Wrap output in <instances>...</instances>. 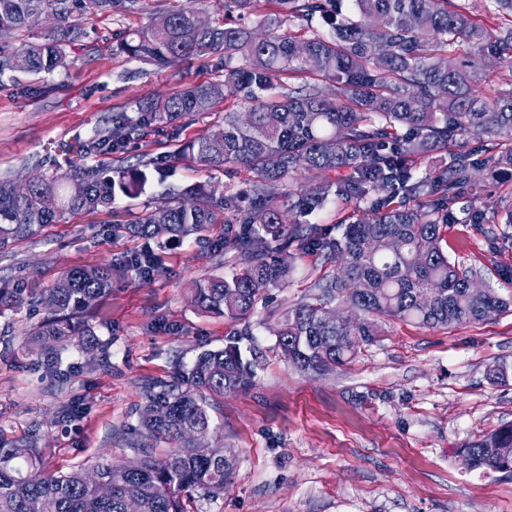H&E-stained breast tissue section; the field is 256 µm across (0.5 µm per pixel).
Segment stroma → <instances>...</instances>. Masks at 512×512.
<instances>
[{"instance_id":"35a3bbf8","label":"stroma","mask_w":512,"mask_h":512,"mask_svg":"<svg viewBox=\"0 0 512 512\" xmlns=\"http://www.w3.org/2000/svg\"><path fill=\"white\" fill-rule=\"evenodd\" d=\"M181 2L142 0L139 13L81 23L69 71L0 77V172L22 176L36 162L65 166L62 145L111 130L114 114H135L167 90L223 74L213 55L142 77L141 62L118 51L117 33ZM217 113L182 119L173 134L150 133L142 149L180 150ZM161 190L149 179L139 197L117 198L112 213L71 218L0 252V286L22 273L46 288L71 268L139 250L140 239L115 233L112 216L142 211ZM223 235L217 224L208 242L161 249L151 280L128 269L114 273L93 318L107 357L93 360L73 346L50 356L26 346L28 313L0 317V438L38 431L54 472L89 470L102 460L134 463L148 386L180 382L199 352L223 348L247 326L253 338L240 345L260 354L253 382L225 394L211 413L210 445L233 456L234 472L222 495L196 500L195 512H512V475L468 469L458 455L463 443L512 423V311L448 329L386 318L379 342L317 375L281 357L273 330L279 312L307 297L333 263L297 260L287 287L270 289L267 308L249 322L207 315L189 286L227 272L223 253L209 245ZM443 249L477 270L484 286L512 297L498 275L500 265H512V226L452 224ZM496 365L505 379L492 377Z\"/></svg>"}]
</instances>
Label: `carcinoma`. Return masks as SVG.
<instances>
[{
	"label": "carcinoma",
	"mask_w": 512,
	"mask_h": 512,
	"mask_svg": "<svg viewBox=\"0 0 512 512\" xmlns=\"http://www.w3.org/2000/svg\"><path fill=\"white\" fill-rule=\"evenodd\" d=\"M269 6L266 30L244 26L201 27L197 0L159 13L150 25L119 35L117 48L157 70L181 59L224 55V78L189 84L119 112L112 130L78 145L79 161L38 175L26 196L15 194L13 175L0 174V250L27 240L51 224L109 210L118 195L134 198L152 170L161 181L173 161L139 152L150 130L178 119L211 113L229 95L244 112H226L192 140L180 160L201 166H239L249 173V205L224 183L210 181L167 189L121 226L124 233L162 248L188 238L203 241L224 212L235 213L224 241L230 277L191 282L203 313L249 321L267 291L283 288L296 258L312 254L335 262L332 277L316 280L318 293L280 313L275 347L292 365L315 373L343 366L382 335L380 319L393 317L451 328L489 320L512 303L489 289L470 291L476 271L451 261L442 242L448 225L512 224V200L471 208L460 219L453 205L471 184L477 166L466 138L489 142L484 164L512 181V73L486 83L481 61L509 57L512 69V0H231L252 12ZM141 0H97L100 14L136 13ZM84 0H0V76L7 72L52 74L73 64L81 36L69 24ZM323 19L330 30L315 25ZM292 32H280L285 25ZM291 75L296 84L281 83ZM335 84L328 97L321 83ZM434 146L450 147L448 167L416 178L413 169ZM116 155L110 167L88 160ZM130 156L137 163L126 166ZM342 169L349 174L319 181L303 192L290 183L304 175ZM334 207L352 209L340 237L315 232L305 218ZM112 287V265L68 270L49 288L17 279L0 288V316L48 307L27 332L41 349L75 345L103 350L89 322ZM345 307L349 323L331 325L325 314ZM254 363L238 340L200 353L187 373L189 387L161 386L148 396L140 435L151 442L131 468L106 460L91 471L52 473L36 447L37 432L0 441V512H193L196 495H217L234 461L217 448L201 449L195 433L211 434L209 409L227 391L254 378ZM172 449L157 456L153 448ZM462 451L476 467L501 471L512 462V424L500 426Z\"/></svg>",
	"instance_id": "1"
}]
</instances>
